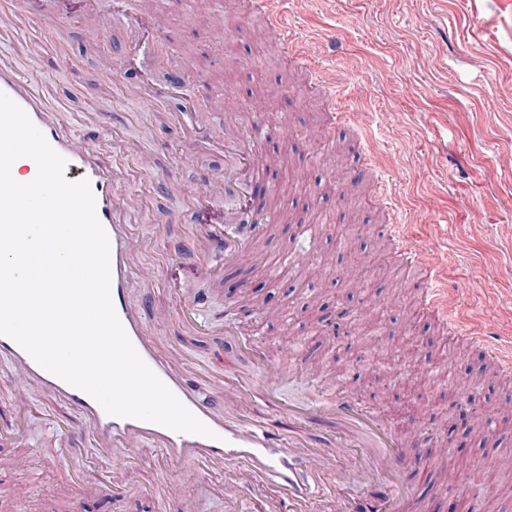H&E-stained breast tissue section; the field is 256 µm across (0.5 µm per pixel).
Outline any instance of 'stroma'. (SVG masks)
<instances>
[{
	"label": "stroma",
	"instance_id": "stroma-1",
	"mask_svg": "<svg viewBox=\"0 0 512 512\" xmlns=\"http://www.w3.org/2000/svg\"><path fill=\"white\" fill-rule=\"evenodd\" d=\"M153 9L145 51L131 42L140 6ZM102 39L88 44L73 0L52 29L30 17L0 43L18 71L40 55L41 96L71 133H88L104 112L95 150L125 161L119 200L136 194L155 219L132 216L131 246L143 267L131 284L161 358L201 364L224 349L218 329L188 326L178 309L197 292L206 311L233 320L281 366L290 401L353 397L399 431L423 424L436 464L418 481L419 512H449L459 459H467L472 512H512V372L490 364L470 340L479 329L512 339V0H288L287 18L336 95L314 93L308 73L274 49L264 15L245 0H106ZM64 41L66 58L50 54ZM196 77L166 87L176 66ZM145 72L160 94L148 106L123 90ZM235 102L242 120L270 130L271 188L189 207L184 192L224 176V149L197 115ZM337 112L349 114L334 125ZM396 184L409 234L447 255L448 303L461 333L420 304L416 271L395 259L382 231L388 214L371 202L378 175ZM277 224L254 247L259 265L224 266L210 279L196 256H166L164 241L190 224H227L242 210ZM367 282L344 288L350 269ZM24 436L0 443V512H226L224 472L196 495L154 448L129 465L103 468L88 486L53 456L50 421L76 412L37 389L20 405Z\"/></svg>",
	"mask_w": 512,
	"mask_h": 512
}]
</instances>
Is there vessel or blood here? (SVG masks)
Returning a JSON list of instances; mask_svg holds the SVG:
<instances>
[{
    "label": "vessel or blood",
    "mask_w": 512,
    "mask_h": 512,
    "mask_svg": "<svg viewBox=\"0 0 512 512\" xmlns=\"http://www.w3.org/2000/svg\"><path fill=\"white\" fill-rule=\"evenodd\" d=\"M84 37L97 43L102 34L101 0H83ZM22 15L40 17L56 25L61 15L57 0H0V35ZM268 22L283 50L295 48L294 34L286 17L270 10ZM41 79L38 63L26 74L0 63V93L20 106L48 144L67 161V180H87L95 199V212L109 239L110 299L133 347L179 401L213 432L212 437L178 433L156 423L109 415L84 391L66 383L41 367L20 345L0 335V357L11 358L19 370L18 383L0 382V405L16 399L20 388H36L59 398L81 417V429L55 423L59 438L58 457L82 456L86 448H97L113 464L127 463L139 448L151 445L165 452L173 465L193 462L197 470L218 467L224 471V496L234 512H249V495L260 481L277 486L279 495L267 498L264 512H415L416 488L411 474L413 462L404 451L400 432L383 423L371 410L350 400H329L312 406L285 404L274 382V366L257 341L239 336L232 326L224 334L229 350L251 356L253 368L243 373L207 363L205 372L213 387L224 395L223 411L212 399L201 396L197 386L184 378L179 360L160 361L154 340L134 304L129 284L135 258L131 252L126 207L114 199L116 170H108L95 159L92 142L68 136L52 112L37 95ZM224 180L241 192H249L254 174L264 162L259 134L248 127L229 125L224 136ZM269 217L225 235L223 228L191 224L182 240L211 270L217 255L233 259L250 248L252 238L265 232ZM384 230L397 239L399 252L424 270V303L441 320H451L445 301L441 262H424L422 250L403 234L401 225ZM271 405L286 414L302 433L284 437L260 418L257 405ZM335 470L336 481L323 486V472Z\"/></svg>",
    "instance_id": "obj_1"
}]
</instances>
